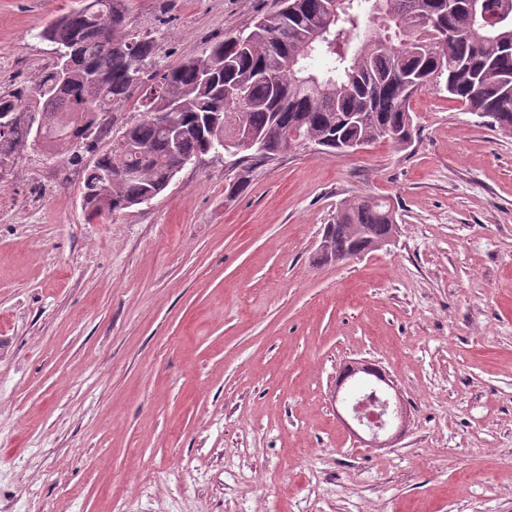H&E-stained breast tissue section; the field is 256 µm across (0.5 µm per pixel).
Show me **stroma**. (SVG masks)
Here are the masks:
<instances>
[{
    "label": "stroma",
    "instance_id": "stroma-1",
    "mask_svg": "<svg viewBox=\"0 0 512 512\" xmlns=\"http://www.w3.org/2000/svg\"><path fill=\"white\" fill-rule=\"evenodd\" d=\"M77 5L0 0V92ZM280 7L133 0L128 27L168 65ZM410 108L407 150L207 155L113 217L40 146L1 164L0 512H512V136L436 89ZM360 195L396 241L316 264ZM364 361L408 409L389 448L336 411Z\"/></svg>",
    "mask_w": 512,
    "mask_h": 512
}]
</instances>
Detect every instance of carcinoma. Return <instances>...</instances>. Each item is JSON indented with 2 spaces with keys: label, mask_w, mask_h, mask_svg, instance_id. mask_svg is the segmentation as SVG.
<instances>
[{
  "label": "carcinoma",
  "mask_w": 512,
  "mask_h": 512,
  "mask_svg": "<svg viewBox=\"0 0 512 512\" xmlns=\"http://www.w3.org/2000/svg\"><path fill=\"white\" fill-rule=\"evenodd\" d=\"M282 0L247 33L227 35L174 66L145 68L156 41L127 29L131 0H82L40 32L58 56L30 83L0 95V112L16 120L0 132V163L34 140L28 114L42 119L40 144L85 173L127 175L104 182L85 204L90 218L112 216L162 195L182 171L224 140L239 136L234 117L266 143L246 158L272 159L305 140L345 154L347 141L397 140L415 133L412 98L433 81L448 98L512 135V0ZM67 54L72 66L61 71ZM140 94L142 119L112 138V111ZM106 149L98 150L100 142ZM98 153L83 164L84 153ZM325 226L326 249L316 261L332 265L370 250L369 240L392 232L397 211L389 199L356 196Z\"/></svg>",
  "instance_id": "cac0c4a2"
}]
</instances>
